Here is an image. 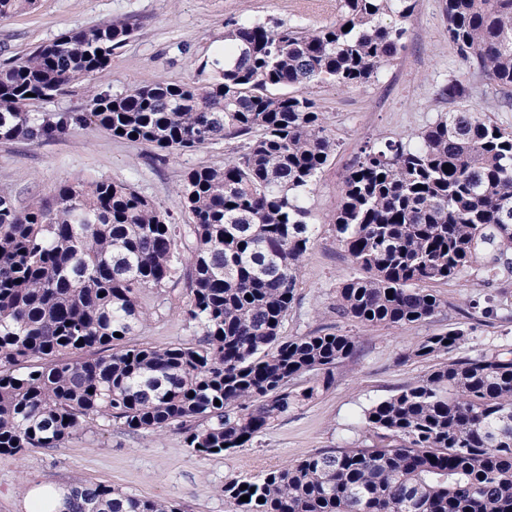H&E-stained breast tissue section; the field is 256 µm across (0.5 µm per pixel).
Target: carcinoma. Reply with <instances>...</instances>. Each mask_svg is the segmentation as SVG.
Listing matches in <instances>:
<instances>
[{
	"instance_id": "cac0c4a2",
	"label": "carcinoma",
	"mask_w": 512,
	"mask_h": 512,
	"mask_svg": "<svg viewBox=\"0 0 512 512\" xmlns=\"http://www.w3.org/2000/svg\"><path fill=\"white\" fill-rule=\"evenodd\" d=\"M416 2L336 0V21L313 30L236 22L205 86L99 89L134 32L125 19L64 33L0 70V140L39 143L88 122L162 151L239 140L224 166L184 176L177 206L189 224L110 178L63 183L53 205L25 210L0 190V454L58 448L102 419L130 432L176 429L197 455L219 456L333 384L352 337L281 335L315 240L307 195L336 152L306 88L369 82L405 50ZM37 3L0 0V18ZM444 10L463 65L486 79L500 111L512 110V0H444ZM79 82L83 111L29 109ZM441 94L453 109L406 143L364 150L344 176L331 224L359 274L336 289L340 318L426 323L446 302L423 284L479 263L489 283L512 276V131L459 79ZM186 247L185 314L200 337L126 345L146 319L140 293L167 287ZM467 336L461 327L427 335L411 355L458 350ZM305 374L311 385L288 389ZM361 421L371 443L229 482L224 497L243 512H512L511 350L441 364ZM63 512L179 508L77 480Z\"/></svg>"
}]
</instances>
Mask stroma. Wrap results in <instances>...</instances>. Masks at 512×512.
<instances>
[{
  "label": "stroma",
  "instance_id": "1",
  "mask_svg": "<svg viewBox=\"0 0 512 512\" xmlns=\"http://www.w3.org/2000/svg\"><path fill=\"white\" fill-rule=\"evenodd\" d=\"M115 18L137 25L99 81L102 89L118 94L156 80L205 83L210 73L203 65L221 55L225 26L249 19L319 27L335 20L336 0H38L34 10L0 21V68L63 32ZM404 25L406 49L367 84L345 89L323 82L308 88L337 148L307 199L317 237L305 256L283 335L336 332L355 338L356 352L337 366L332 386L273 422L251 446L221 456H197L174 431L133 434L103 421L58 448L0 455V512H27L30 488L63 487L76 478L173 501L181 512H239L224 496L225 483L253 480L309 454L360 442L364 408L448 362L445 354L411 357L423 336L464 326L471 330L464 354L512 349V288L486 283L476 268L434 284L447 305L424 324L372 327L331 311L337 286L356 272L330 224L345 169L367 145L407 139L448 111L439 89L449 75L473 86L472 103L488 100L478 89L479 78L465 69L448 41L442 0H417ZM235 147V141L223 140L162 157L147 143L112 137L88 123L50 141H0V189L23 210L51 199L60 183L111 178L130 184L169 209L175 223L185 224L189 216L175 203L184 174L223 165ZM140 301L150 316L134 343L163 348L198 337L182 315L187 303L183 274L165 289L143 291Z\"/></svg>",
  "mask_w": 512,
  "mask_h": 512
}]
</instances>
